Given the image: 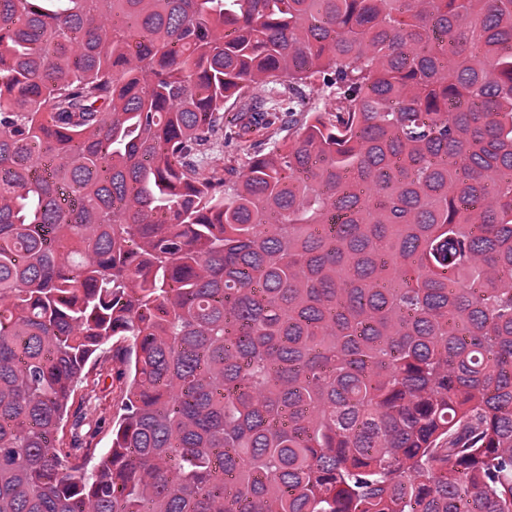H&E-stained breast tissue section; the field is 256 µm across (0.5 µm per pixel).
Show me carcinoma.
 Listing matches in <instances>:
<instances>
[{"instance_id":"1","label":"carcinoma","mask_w":512,"mask_h":512,"mask_svg":"<svg viewBox=\"0 0 512 512\" xmlns=\"http://www.w3.org/2000/svg\"><path fill=\"white\" fill-rule=\"evenodd\" d=\"M0 512H512V0H0ZM118 365V363L112 362V357H110L109 361L101 365V367L90 368L88 374H86L89 386L87 387L86 383H82L78 386L74 395V404L71 411L82 404L85 398L93 394L90 391L93 382L96 384L99 374H101L99 384L96 386V394L99 397V400L95 401L96 407L94 404L84 407V412L87 413L86 422L89 423L91 431H96L94 443H98L97 448L101 449L110 447L111 425L109 424V419L120 403L118 382L114 381L112 388V374H115L116 371L112 370V368L116 369Z\"/></svg>"}]
</instances>
